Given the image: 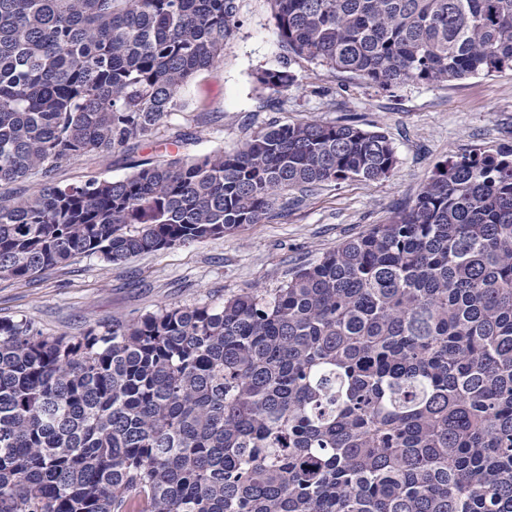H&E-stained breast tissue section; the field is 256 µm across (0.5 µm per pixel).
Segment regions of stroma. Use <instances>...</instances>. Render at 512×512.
<instances>
[{
	"instance_id": "stroma-1",
	"label": "stroma",
	"mask_w": 512,
	"mask_h": 512,
	"mask_svg": "<svg viewBox=\"0 0 512 512\" xmlns=\"http://www.w3.org/2000/svg\"><path fill=\"white\" fill-rule=\"evenodd\" d=\"M239 25L224 61L194 76L184 110L171 115L163 140L108 158L90 153L62 164L72 183L99 173L120 179L134 162L159 156L230 151L272 120H317L379 130L399 158L383 180L321 184L268 218L224 236L138 255L119 266L79 256L34 278H0V319H26L43 333L78 336L91 325L132 319L161 306L217 303L249 288H277L296 267L387 223L415 199L435 166L475 148L512 146V72L382 91L323 67L295 65L297 83L280 94L259 90L254 74L282 65L268 0H237Z\"/></svg>"
}]
</instances>
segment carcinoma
Segmentation results:
<instances>
[{
	"instance_id": "cac0c4a2",
	"label": "carcinoma",
	"mask_w": 512,
	"mask_h": 512,
	"mask_svg": "<svg viewBox=\"0 0 512 512\" xmlns=\"http://www.w3.org/2000/svg\"><path fill=\"white\" fill-rule=\"evenodd\" d=\"M285 63L381 90L512 71V0H269ZM235 0H0V278L257 224L389 176L390 139L273 121L232 151L62 184L138 148L218 64ZM35 190L15 195L10 185ZM0 512H512V148L279 288L50 336L0 320Z\"/></svg>"
}]
</instances>
